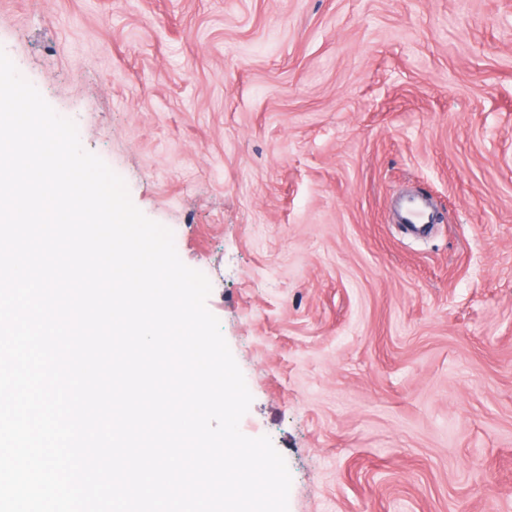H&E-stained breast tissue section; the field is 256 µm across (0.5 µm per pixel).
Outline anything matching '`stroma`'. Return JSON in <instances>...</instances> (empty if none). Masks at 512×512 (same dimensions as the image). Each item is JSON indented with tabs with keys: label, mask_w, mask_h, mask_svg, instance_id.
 <instances>
[{
	"label": "stroma",
	"mask_w": 512,
	"mask_h": 512,
	"mask_svg": "<svg viewBox=\"0 0 512 512\" xmlns=\"http://www.w3.org/2000/svg\"><path fill=\"white\" fill-rule=\"evenodd\" d=\"M0 49L208 267L289 512H512V0H0Z\"/></svg>",
	"instance_id": "stroma-1"
}]
</instances>
